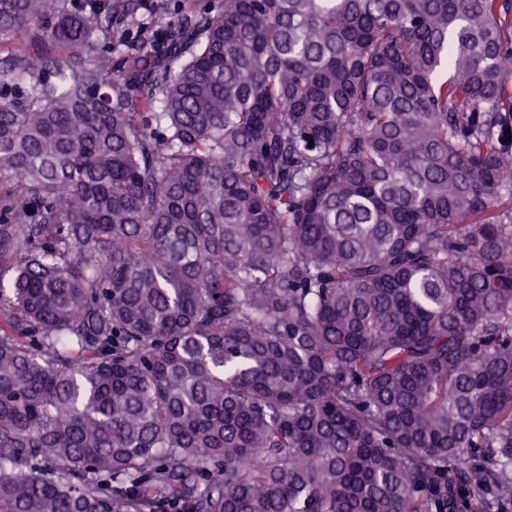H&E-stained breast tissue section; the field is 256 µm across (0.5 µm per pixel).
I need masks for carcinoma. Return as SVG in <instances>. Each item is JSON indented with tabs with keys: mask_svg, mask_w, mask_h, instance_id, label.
<instances>
[{
	"mask_svg": "<svg viewBox=\"0 0 512 512\" xmlns=\"http://www.w3.org/2000/svg\"><path fill=\"white\" fill-rule=\"evenodd\" d=\"M143 8L0 0V512H512V0Z\"/></svg>",
	"mask_w": 512,
	"mask_h": 512,
	"instance_id": "obj_1",
	"label": "carcinoma"
}]
</instances>
